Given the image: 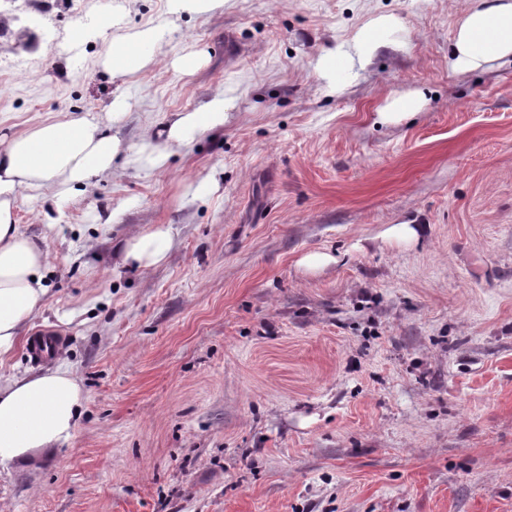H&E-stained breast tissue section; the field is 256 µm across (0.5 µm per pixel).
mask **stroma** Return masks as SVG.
<instances>
[{
    "label": "stroma",
    "instance_id": "35a3bbf8",
    "mask_svg": "<svg viewBox=\"0 0 512 512\" xmlns=\"http://www.w3.org/2000/svg\"><path fill=\"white\" fill-rule=\"evenodd\" d=\"M465 6L0 5V59L18 63L0 70L1 131L87 116L135 145L216 92L229 103L222 130L94 179L53 223L20 190L16 222L51 258L28 334L57 339L87 400L69 446L0 469V512H512V65L449 71ZM381 14L400 29L330 92L316 58ZM157 24L134 79L99 67ZM409 92L417 114L377 123ZM410 220L419 243L381 240ZM159 224L176 230L165 261L114 274L113 239ZM314 252L337 261L306 271ZM168 12L179 14L181 12L204 13L211 10L217 4H223V0H167Z\"/></svg>",
    "mask_w": 512,
    "mask_h": 512
}]
</instances>
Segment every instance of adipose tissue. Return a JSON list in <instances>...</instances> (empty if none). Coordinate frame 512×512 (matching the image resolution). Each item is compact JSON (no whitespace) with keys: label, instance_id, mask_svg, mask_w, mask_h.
<instances>
[{"label":"adipose tissue","instance_id":"obj_1","mask_svg":"<svg viewBox=\"0 0 512 512\" xmlns=\"http://www.w3.org/2000/svg\"><path fill=\"white\" fill-rule=\"evenodd\" d=\"M396 21L379 16L351 38L325 49L314 69L332 91L340 74L366 66L381 47V36ZM162 38L157 27L113 39L101 58L104 70L131 77L145 68ZM512 61V0H468L448 52L454 72H472ZM227 118L223 93H215L195 111L178 112L158 128L145 130L139 146L122 143L98 121L85 117L48 118L31 129L0 136V357L9 355L43 307L50 265L43 241L22 231L15 219L20 189L42 196L67 195L111 174L116 159L141 169H157L173 149L220 130ZM171 225L118 239V268L147 269L162 263L174 245ZM85 391L74 371L48 357L35 373L0 380V468L25 470L72 442Z\"/></svg>","mask_w":512,"mask_h":512}]
</instances>
